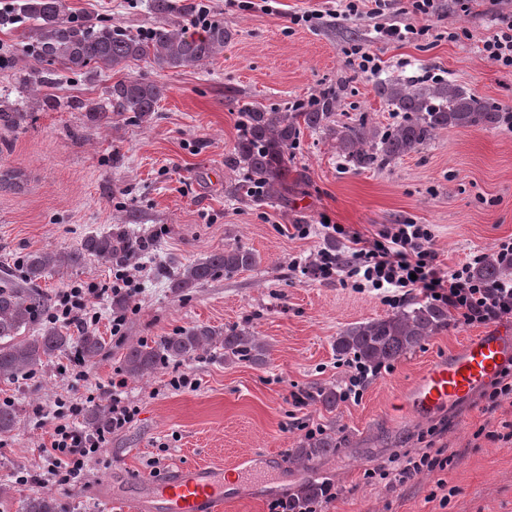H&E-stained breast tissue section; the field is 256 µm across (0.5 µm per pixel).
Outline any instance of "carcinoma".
Segmentation results:
<instances>
[{
    "mask_svg": "<svg viewBox=\"0 0 512 512\" xmlns=\"http://www.w3.org/2000/svg\"><path fill=\"white\" fill-rule=\"evenodd\" d=\"M151 11L158 24L146 31L132 32L106 20L87 22L68 14L66 0H21L19 12L35 23L34 36L25 46L28 54L44 67L36 71L37 86L52 85L55 70L82 73L95 68H123L132 61H149L160 69L194 66L214 58L224 49L230 33L224 23L203 20L197 15L185 24L167 21L171 0H151ZM376 94L403 121L391 130H380L361 116L352 122L336 120L337 93L327 90L301 108L249 106L243 111V133L236 142L229 163L245 170L244 179L229 193L252 201L277 199L288 182V164L302 129L322 131L336 139L337 153L357 168H383L396 159L418 153L446 128H495L502 122L497 107L482 102L468 92L439 82L417 86L399 81H380ZM166 88L140 79L120 80L108 91L104 105L73 100L68 106L104 114L115 112L136 124L148 122L165 96ZM28 113L0 107V125L19 128ZM150 248V241L124 224L107 233L89 235L80 248L60 255L43 249L19 260L20 275L9 272L0 277V378L13 380L38 371L52 357L74 350L82 362L96 358L104 339L92 330L80 336L68 326L46 319L49 300L39 281L61 268L82 266L96 257L123 267ZM258 256L243 246H227L177 271L158 266L170 287L182 292L197 288L218 277L252 269ZM37 324L36 334L18 341L21 329ZM448 326V309L431 303L411 302L392 313L346 328L336 339L339 356L353 355L366 365L393 361L418 346L427 337ZM217 346L224 357L253 364L265 362L266 347L249 324L234 325L222 331L196 324L180 329L158 345L138 344L127 349L122 363L124 373L139 377L161 363L184 361ZM18 415L12 405H0V433L18 428ZM336 438L323 434L297 449L295 460L303 464L336 451ZM322 486L305 485L292 507L321 495ZM23 512H61V504L51 494H35L23 503Z\"/></svg>",
    "mask_w": 512,
    "mask_h": 512,
    "instance_id": "carcinoma-1",
    "label": "carcinoma"
}]
</instances>
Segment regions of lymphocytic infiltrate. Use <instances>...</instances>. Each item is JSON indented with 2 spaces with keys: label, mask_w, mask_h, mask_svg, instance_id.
Instances as JSON below:
<instances>
[{
  "label": "lymphocytic infiltrate",
  "mask_w": 512,
  "mask_h": 512,
  "mask_svg": "<svg viewBox=\"0 0 512 512\" xmlns=\"http://www.w3.org/2000/svg\"><path fill=\"white\" fill-rule=\"evenodd\" d=\"M488 2L495 30L483 40L480 52L499 70L512 74V0ZM441 7L442 0H408L403 8L398 0H341L336 15L344 20L371 16L381 40L418 43L430 37V22L438 17ZM298 233L303 237L317 234L345 244L340 254L318 251L306 265V272L326 281L378 292L388 306L398 307L416 292L448 306L464 325L486 324L512 315V236L498 239L491 252L475 251L461 265L445 270L437 262L434 234L427 224H390L373 238L349 233L340 224H302ZM492 255L507 273L488 283L477 277L476 270ZM136 291L135 274L121 270L115 273L111 289L76 285L65 289L50 317L80 330L92 327L100 321L96 306L105 294L130 296ZM125 387V380L115 377L100 388L109 402L108 427L85 430L72 421L54 425L50 443L42 447L41 453L60 482L78 481L87 461L104 447L108 434L134 421L138 408L125 398Z\"/></svg>",
  "instance_id": "obj_1"
}]
</instances>
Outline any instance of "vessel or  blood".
<instances>
[{
    "label": "vessel or blood",
    "instance_id": "obj_1",
    "mask_svg": "<svg viewBox=\"0 0 512 512\" xmlns=\"http://www.w3.org/2000/svg\"><path fill=\"white\" fill-rule=\"evenodd\" d=\"M511 360L512 330L468 338L446 357L431 361L400 394L397 407L414 418L435 416L466 398ZM151 490L164 512H220L224 503V484L207 466L178 470L169 482L152 484Z\"/></svg>",
    "mask_w": 512,
    "mask_h": 512
}]
</instances>
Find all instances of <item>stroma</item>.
<instances>
[{
	"instance_id": "35a3bbf8",
	"label": "stroma",
	"mask_w": 512,
	"mask_h": 512,
	"mask_svg": "<svg viewBox=\"0 0 512 512\" xmlns=\"http://www.w3.org/2000/svg\"><path fill=\"white\" fill-rule=\"evenodd\" d=\"M72 15L107 18L133 31L155 18L151 0H66ZM210 16L231 37L212 60L178 71L138 61L119 71H58L50 88L60 105L39 109L38 93L22 85L37 62L22 49L32 22L0 26V103L28 112L24 128L0 125V167L15 171L0 188V265H17L24 254L50 248L70 252L92 233L126 224L154 237L159 254L188 265L228 245L256 252L259 266L174 292L148 256L136 259L142 280L127 299L121 335L111 333L112 297L99 306L97 330L106 346L78 378L57 356L37 373L0 381V403L14 406L17 430L0 434V512H22L23 500L48 492L66 512H131L145 497V478L207 465L231 469L250 455L255 470L246 494L224 501L223 512H268L272 499L305 482L335 484L339 494L324 512H512V398L487 413L481 391L423 420L397 414L399 394L438 357L467 338L488 332L485 324L451 322L372 381L358 402L325 408L319 390L339 388L345 375L334 343L349 324L390 311L372 291H360L294 270L325 248L323 237H300L297 225L322 218L365 237L408 221L431 225L442 268L463 262L473 250H491L512 235V131L448 128L427 148L382 169H357L338 155L320 131H302L293 150L285 199L253 203L228 189L243 178L229 165L247 105L290 106L326 89L337 92L340 120L359 116L380 129L398 125L374 90L377 81L430 84L432 76L478 99L512 107V74L485 59L480 41L490 34L485 5L470 13L447 5L434 29L454 28L457 41L386 43L375 40L374 22L325 19L310 30L290 24L293 14L323 8V0H270L269 11L241 7L239 0H210ZM372 45L384 62L379 76L357 74L341 49ZM121 79L162 84L164 98L150 123L117 114L99 120L68 108L69 100L104 102ZM111 263L91 258L41 282L48 296L68 285L112 280ZM250 322L266 344L264 364L231 363L213 349L172 362L126 382L139 408L134 422L111 435L83 479L61 487L42 478L39 448L49 440L59 404L86 397L122 370L130 345L156 343L179 329L206 324L217 329ZM196 378L193 389H176L172 378ZM304 404H296L295 396ZM324 426L340 443L336 452L303 466L292 458L305 436L302 422ZM434 431L437 445L454 454L444 470L423 471L396 488L371 479L395 453L420 448ZM39 475L18 486L17 476Z\"/></svg>"
}]
</instances>
